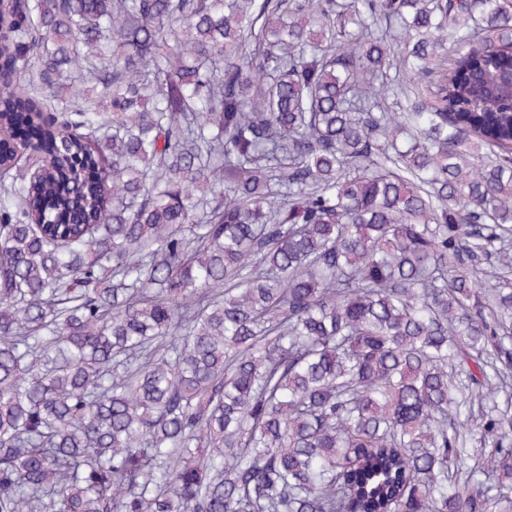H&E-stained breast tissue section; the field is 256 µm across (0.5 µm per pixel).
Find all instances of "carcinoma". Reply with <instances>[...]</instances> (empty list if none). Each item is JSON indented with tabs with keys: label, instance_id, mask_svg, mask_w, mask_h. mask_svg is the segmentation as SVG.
I'll use <instances>...</instances> for the list:
<instances>
[{
	"label": "carcinoma",
	"instance_id": "obj_1",
	"mask_svg": "<svg viewBox=\"0 0 512 512\" xmlns=\"http://www.w3.org/2000/svg\"><path fill=\"white\" fill-rule=\"evenodd\" d=\"M0 512H512V0H18Z\"/></svg>",
	"mask_w": 512,
	"mask_h": 512
}]
</instances>
